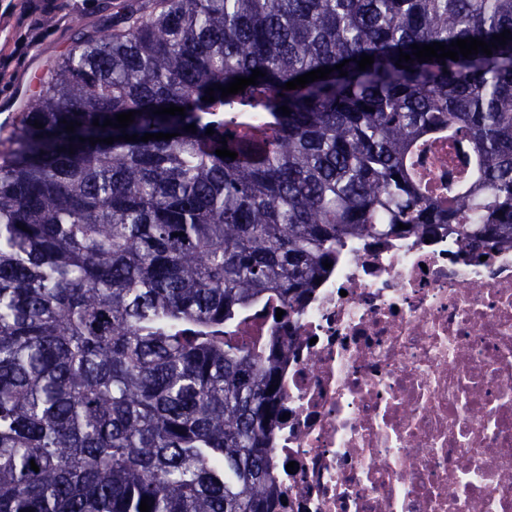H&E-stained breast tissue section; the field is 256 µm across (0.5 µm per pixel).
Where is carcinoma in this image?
I'll return each instance as SVG.
<instances>
[{
	"label": "carcinoma",
	"instance_id": "cac0c4a2",
	"mask_svg": "<svg viewBox=\"0 0 512 512\" xmlns=\"http://www.w3.org/2000/svg\"><path fill=\"white\" fill-rule=\"evenodd\" d=\"M505 30L512 0H165L79 36L0 159V512H283L281 373L324 262L354 237L512 243V40L396 67ZM153 132L175 137L119 139ZM445 135L473 164L434 193L414 158ZM260 307L274 335H238Z\"/></svg>",
	"mask_w": 512,
	"mask_h": 512
}]
</instances>
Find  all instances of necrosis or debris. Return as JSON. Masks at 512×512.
<instances>
[{"label":"necrosis or debris","instance_id":"4bbe7bcc","mask_svg":"<svg viewBox=\"0 0 512 512\" xmlns=\"http://www.w3.org/2000/svg\"><path fill=\"white\" fill-rule=\"evenodd\" d=\"M291 333L288 512H512L511 244L349 240Z\"/></svg>","mask_w":512,"mask_h":512}]
</instances>
